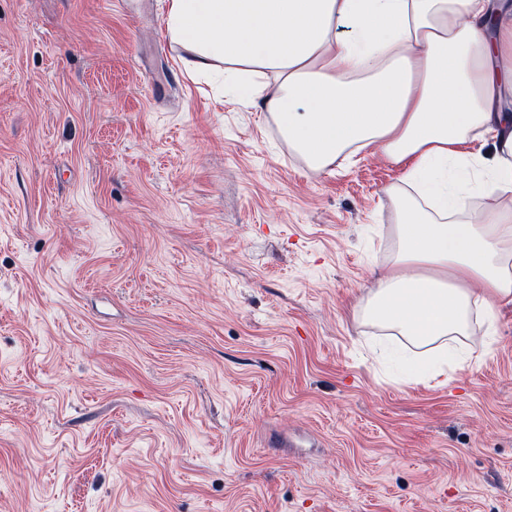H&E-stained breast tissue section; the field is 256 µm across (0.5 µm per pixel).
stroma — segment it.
<instances>
[{
  "label": "stroma",
  "mask_w": 512,
  "mask_h": 512,
  "mask_svg": "<svg viewBox=\"0 0 512 512\" xmlns=\"http://www.w3.org/2000/svg\"><path fill=\"white\" fill-rule=\"evenodd\" d=\"M164 0H0V512H512V306L404 383L380 149L314 174Z\"/></svg>",
  "instance_id": "35a3bbf8"
}]
</instances>
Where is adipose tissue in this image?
I'll use <instances>...</instances> for the list:
<instances>
[{
	"label": "adipose tissue",
	"mask_w": 512,
	"mask_h": 512,
	"mask_svg": "<svg viewBox=\"0 0 512 512\" xmlns=\"http://www.w3.org/2000/svg\"><path fill=\"white\" fill-rule=\"evenodd\" d=\"M164 23L311 172L374 146L401 168L360 309L433 346L411 374L471 362L472 316L512 305V0H165Z\"/></svg>",
	"instance_id": "adipose-tissue-1"
}]
</instances>
